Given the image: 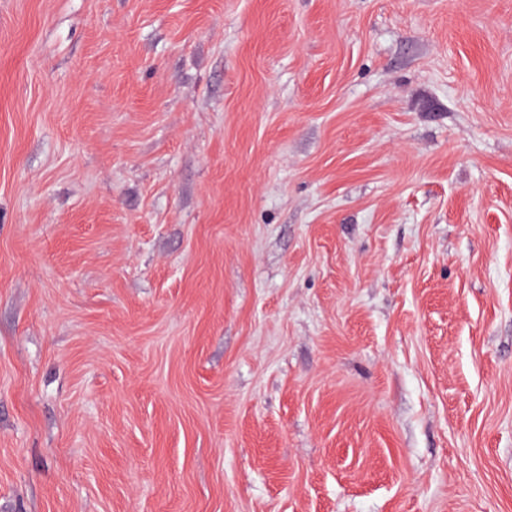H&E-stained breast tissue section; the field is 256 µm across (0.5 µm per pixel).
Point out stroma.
I'll return each instance as SVG.
<instances>
[{"label": "stroma", "instance_id": "stroma-1", "mask_svg": "<svg viewBox=\"0 0 512 512\" xmlns=\"http://www.w3.org/2000/svg\"><path fill=\"white\" fill-rule=\"evenodd\" d=\"M0 512H512V0H0Z\"/></svg>", "mask_w": 512, "mask_h": 512}]
</instances>
